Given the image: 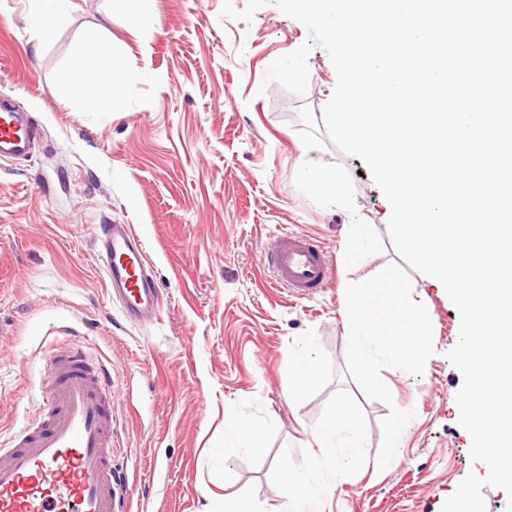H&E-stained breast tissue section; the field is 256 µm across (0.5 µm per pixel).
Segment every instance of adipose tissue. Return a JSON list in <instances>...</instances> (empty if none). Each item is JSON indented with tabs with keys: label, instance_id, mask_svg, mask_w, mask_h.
Masks as SVG:
<instances>
[{
	"label": "adipose tissue",
	"instance_id": "obj_1",
	"mask_svg": "<svg viewBox=\"0 0 512 512\" xmlns=\"http://www.w3.org/2000/svg\"><path fill=\"white\" fill-rule=\"evenodd\" d=\"M114 54L111 43L98 36L84 38L76 47L65 83L76 89L87 112H119L131 87L132 75L106 71L102 61ZM349 322L352 346L366 376H373L378 357L409 370L415 365L412 351L420 350L426 336L417 306L403 302L392 279L378 281L357 292L344 311ZM356 418L345 403H337L331 416L311 433L319 457L297 465L290 452L281 454V470L289 480V493L280 512H321L323 491L308 475L316 464L336 465V440L354 432Z\"/></svg>",
	"mask_w": 512,
	"mask_h": 512
}]
</instances>
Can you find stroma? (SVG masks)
I'll list each match as a JSON object with an SVG mask.
<instances>
[{"label":"stroma","instance_id":"1","mask_svg":"<svg viewBox=\"0 0 512 512\" xmlns=\"http://www.w3.org/2000/svg\"><path fill=\"white\" fill-rule=\"evenodd\" d=\"M222 7L155 0L156 22L137 26L115 0H73L43 34L28 0H0V92L39 131L30 159L0 164V441L36 413L32 378L48 347L82 336L112 374L126 512H224L225 496L240 493L279 512L282 448L298 464L316 455L310 433L339 402L356 414L363 457L341 448L335 472L315 470L327 487L322 512H441L468 473H487L458 423L462 375L447 358L458 312L395 250L389 202L364 162L330 139L327 53H311L306 95L264 83L306 27L272 4L249 22ZM90 32L126 49L104 68L136 76L116 116L83 111L61 86ZM312 163L338 173L342 202L303 179ZM114 223L133 225L144 244L160 288L156 321H126L109 296L92 234ZM353 224L369 227L356 248ZM288 231L317 236L333 268L326 288L299 296L273 284L261 253ZM353 248L359 257L347 260ZM387 272L419 306L427 340L413 370L382 358L371 382L342 312L349 286ZM303 352L319 375L294 407L285 392ZM228 416L262 427L263 455L225 449Z\"/></svg>","mask_w":512,"mask_h":512}]
</instances>
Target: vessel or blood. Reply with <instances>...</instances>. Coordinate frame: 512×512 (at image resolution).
<instances>
[{"instance_id":"1","label":"vessel or blood","mask_w":512,"mask_h":512,"mask_svg":"<svg viewBox=\"0 0 512 512\" xmlns=\"http://www.w3.org/2000/svg\"><path fill=\"white\" fill-rule=\"evenodd\" d=\"M35 138L25 113L0 100V161L28 157ZM94 245L126 319H154L158 282L132 225H97ZM267 261L275 284L300 296L330 280L328 260L306 232L282 234ZM47 361L34 418L0 448V512H116L124 489L112 467V376L84 341L52 346Z\"/></svg>"}]
</instances>
